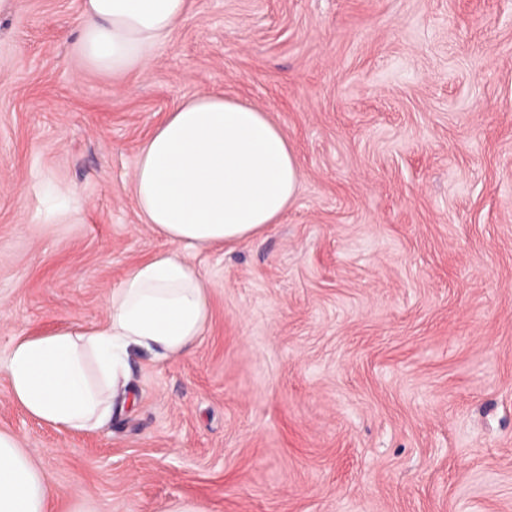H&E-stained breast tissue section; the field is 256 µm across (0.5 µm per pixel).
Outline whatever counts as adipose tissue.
Returning a JSON list of instances; mask_svg holds the SVG:
<instances>
[{
  "label": "adipose tissue",
  "instance_id": "ef3b65f1",
  "mask_svg": "<svg viewBox=\"0 0 512 512\" xmlns=\"http://www.w3.org/2000/svg\"><path fill=\"white\" fill-rule=\"evenodd\" d=\"M187 0H82L75 51L100 72L143 71L186 13ZM302 178L267 112L202 91L168 112L142 145L133 195L170 250L135 265L106 300L103 323L16 337L0 363L12 398L58 431L111 423L130 360L188 354L210 317L192 255L260 237L279 223ZM53 491L17 438L0 432V512H48Z\"/></svg>",
  "mask_w": 512,
  "mask_h": 512
}]
</instances>
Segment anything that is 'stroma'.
Segmentation results:
<instances>
[{"label": "stroma", "instance_id": "obj_1", "mask_svg": "<svg viewBox=\"0 0 512 512\" xmlns=\"http://www.w3.org/2000/svg\"><path fill=\"white\" fill-rule=\"evenodd\" d=\"M80 4L0 5L1 361L167 249L132 184L179 100L262 108L302 179L261 240L194 254L204 335L135 356L106 427L40 423L0 374L50 512H512V0H189L116 76L73 52ZM48 178L77 220L41 222Z\"/></svg>", "mask_w": 512, "mask_h": 512}]
</instances>
